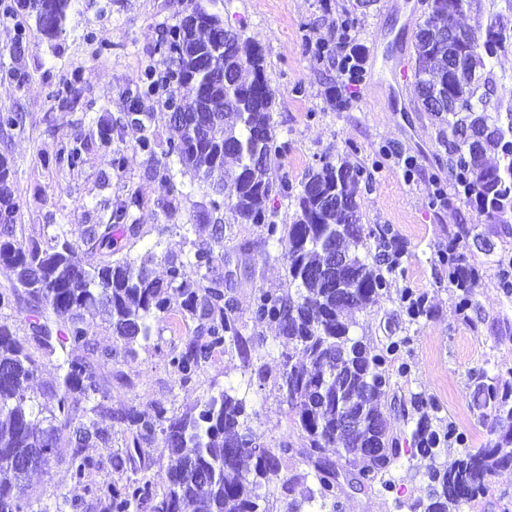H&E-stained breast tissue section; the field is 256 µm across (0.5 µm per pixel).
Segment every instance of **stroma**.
Segmentation results:
<instances>
[{
	"mask_svg": "<svg viewBox=\"0 0 512 512\" xmlns=\"http://www.w3.org/2000/svg\"><path fill=\"white\" fill-rule=\"evenodd\" d=\"M196 2L74 0L67 32L53 43L33 22L0 9V111L20 116L19 125L0 130V154L13 164L26 236L41 243L56 235L67 238L85 265L99 263L101 255L83 241L84 227L106 222L112 203L131 193L141 206L129 221L142 227L131 254L154 253L157 276H164L166 259L187 261L199 246L223 255L251 358L234 347L218 351L193 382L182 384L167 355L193 335L196 324L183 317L178 296L135 358L120 356V341L98 315L87 314L86 328L95 347L117 352L113 410L134 406L151 413L162 407L181 413L224 390L243 399L256 442L281 451L278 473L262 480L258 493L267 512H284L292 488L312 485L314 471L299 454L306 439L298 418L278 390L288 341L276 326L254 323L252 309L259 292L287 293L288 243L266 241L260 226L228 208L219 213L224 240L215 242L212 223L197 216L209 206V185L177 158L138 150L141 133L124 122L143 67L151 62L166 69L162 42L176 13ZM354 2L224 0V17L243 26L245 38L263 50L274 97L271 124L279 142L288 145L283 169L289 181L299 184L309 170L346 158L368 176L356 189L362 224L389 233L402 248L396 268L386 274L385 294L370 310L348 316L353 338L378 347L398 345L384 366L390 386L381 407L402 452L376 482L345 490L326 512H410L432 464H451L491 439L473 396L483 378L512 379V291L502 288L498 265L512 258V223H489L457 192L439 127L418 107L415 78H408L399 101L388 97L389 69L399 51L413 52L417 28L428 15L426 0H373L362 10ZM348 15L355 23L346 45L340 35ZM353 45L362 52L365 77L331 99L333 57ZM66 77L76 83L63 105L57 92ZM107 120L116 133L111 149L104 150L92 140L98 123ZM78 135L91 143L81 167L44 164L45 156ZM116 151L125 157L120 172L112 168ZM162 165L170 169L167 186L152 175ZM440 189L447 193L442 201L435 196ZM477 233L488 240V249L475 247ZM452 239L459 242L463 265L474 271L471 305L464 310L442 260ZM407 290L426 296L424 317L407 315L401 304ZM424 417L458 434L434 460L413 449L414 430ZM68 456V449H60L31 473L33 512H97L83 487L71 482ZM288 476L294 487L285 485ZM458 512H512V467L498 471L486 493Z\"/></svg>",
	"mask_w": 512,
	"mask_h": 512,
	"instance_id": "obj_1",
	"label": "stroma"
}]
</instances>
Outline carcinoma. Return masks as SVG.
Segmentation results:
<instances>
[{
	"instance_id": "carcinoma-1",
	"label": "carcinoma",
	"mask_w": 512,
	"mask_h": 512,
	"mask_svg": "<svg viewBox=\"0 0 512 512\" xmlns=\"http://www.w3.org/2000/svg\"><path fill=\"white\" fill-rule=\"evenodd\" d=\"M72 0H30L28 8L15 10L34 21L44 39L53 42L66 32ZM503 14H491L488 28H497L492 45H467L465 65L448 71V43L419 25L416 34V77L420 100L429 109L426 89L441 81L448 98L470 104L466 112L433 110L431 114L448 136L450 172L462 192L492 224L512 220V89L509 106L496 118L487 115L498 88L490 80L480 84L476 72L492 68V59L512 37V26L501 25ZM243 31L228 34L211 24L208 6L198 3L192 12L170 26L165 50L172 67L160 73L149 63L138 79L133 99L137 108L125 113V122L142 135L137 147L149 154L160 146L151 129L152 116L142 111L148 97L166 94L167 107L189 114L209 105L207 133L195 138L184 128L179 137L166 142L162 153L176 157L195 176L207 181L217 171L233 185L223 199L224 185L214 188L206 219L214 220L215 240L224 238V227L213 214L230 205L242 220L259 225L268 241L288 238V295L265 291L254 303V318L279 327L288 338V356L280 376L279 391L298 417L307 444L301 455L313 467L317 489L303 494L309 505L336 499L343 491L337 480L350 475L360 485L373 482L401 454L397 439L388 429L378 401L389 379L379 371L396 344L372 346L350 335L351 323L344 313L365 312L382 295L387 280L361 254L365 245L363 224L355 186L363 169L344 161H327L308 171L301 190L294 196L292 221L279 224L262 198L268 187L279 182L280 190H292L286 174L279 173L278 160L285 145L277 143L271 111L273 94L259 91L267 84L264 58L254 47L241 50ZM348 83L363 78L360 52L342 56L339 63ZM469 129H482L476 146L463 139ZM490 150L500 155L496 165L487 163ZM88 143L75 138L44 159L58 168L76 169L85 162ZM496 173L494 186L483 184ZM141 206L131 194L113 205L106 224H91L82 231L85 240L110 256L133 245L140 225L127 223L130 211ZM20 205L10 159L0 155V266L13 280L0 289V308L28 313L29 336L16 338L10 324L0 321V512H30L32 494L26 478L45 466L56 449L72 448L68 467L72 482L99 501L101 512H261L255 493L260 480L278 472L276 450L256 454V442L245 423V405L222 391L203 398L192 410L167 414L160 409L148 415L131 406L115 417L112 413V372L106 365L116 356L111 349L98 350L87 336L84 313L99 309L112 335L122 342L124 354L136 355L135 345L151 336L152 324L168 312V293L182 297L184 311L198 320L194 335L168 355L169 365L183 384L193 382L215 352L234 344L247 353L242 326L232 299L226 297L224 278L214 277L217 256L211 248L194 253L196 277L188 276L180 261L167 260V279L153 276V256L137 261L124 255L95 266L75 260L73 243L58 238L42 245L25 236L19 224ZM344 254L347 268L329 270L330 255ZM56 361V383L37 393L33 382L40 363L30 349ZM82 348L85 355L74 351ZM298 354L303 362H292ZM478 407L490 411L494 427L512 423V382L482 383L476 393ZM352 418L347 427L344 419ZM127 433L125 450L112 457L118 477L102 484L90 480L95 466L85 456L91 442H106L112 435V419ZM161 434L158 457L170 461L165 472L150 474L155 461L142 444ZM443 432L428 420L415 430L417 452L435 457ZM239 443L247 451L228 462L224 449ZM333 447L344 461L323 456ZM512 448V433H506L484 448L462 453L446 468L429 473L425 497L412 512H452L483 494L497 470L505 467L503 452ZM139 474L126 476L127 471Z\"/></svg>"
}]
</instances>
